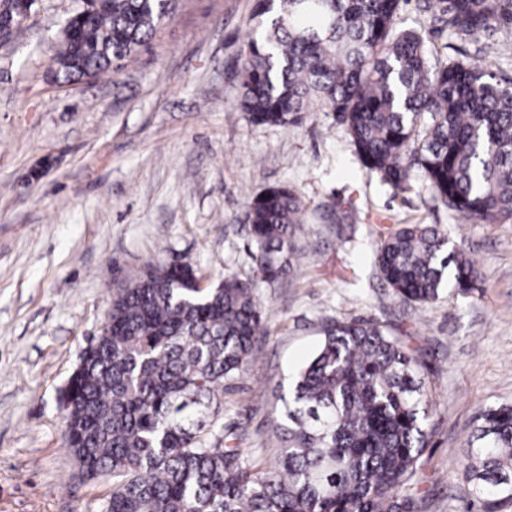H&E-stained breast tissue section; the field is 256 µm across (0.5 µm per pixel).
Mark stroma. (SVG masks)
<instances>
[{
    "instance_id": "35a3bbf8",
    "label": "stroma",
    "mask_w": 512,
    "mask_h": 512,
    "mask_svg": "<svg viewBox=\"0 0 512 512\" xmlns=\"http://www.w3.org/2000/svg\"><path fill=\"white\" fill-rule=\"evenodd\" d=\"M79 0H36L0 47V512H99L111 479L83 477L59 397L100 336L120 279L150 261L191 263L206 282L256 274L251 199L284 186L302 202L291 271L258 283L264 329L224 384V423L256 468L274 465L272 426L332 319L377 320L430 387L420 512H480L456 461L481 411L512 405V223L462 221L432 198L367 174L321 112L256 126L238 107L255 0H182L148 47L110 74L50 79ZM352 204L345 223L336 207ZM436 224L478 262L477 289L421 306L396 298L374 250L404 224Z\"/></svg>"
}]
</instances>
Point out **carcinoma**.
<instances>
[{
	"label": "carcinoma",
	"instance_id": "carcinoma-1",
	"mask_svg": "<svg viewBox=\"0 0 512 512\" xmlns=\"http://www.w3.org/2000/svg\"><path fill=\"white\" fill-rule=\"evenodd\" d=\"M403 0H257L239 107L254 125L333 117L369 173L395 192L416 166L434 196L482 224L512 221V78L489 55L431 57L426 36L464 43L512 34V0H422L428 26L401 29ZM178 0H82L67 20L56 79L108 74L138 53ZM30 0H0L16 21ZM302 211L286 187L249 203L256 274H288ZM375 263L396 296L428 304L482 277L434 224L380 240ZM189 263L148 264L115 290L109 319L61 400L64 439L89 478L112 477L102 512H418L414 477L429 445V394L415 357L384 326L332 320L273 427L281 459L245 462L224 428V381L249 362L263 313L254 282L201 287ZM458 468L483 512L512 500V405L492 406Z\"/></svg>",
	"mask_w": 512,
	"mask_h": 512
}]
</instances>
